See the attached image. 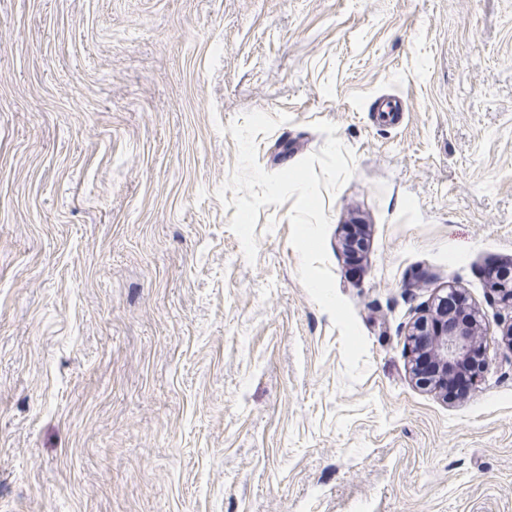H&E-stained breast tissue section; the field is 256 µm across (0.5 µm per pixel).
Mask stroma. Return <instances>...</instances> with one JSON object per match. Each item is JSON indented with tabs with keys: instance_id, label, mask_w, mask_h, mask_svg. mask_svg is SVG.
Returning a JSON list of instances; mask_svg holds the SVG:
<instances>
[{
	"instance_id": "35a3bbf8",
	"label": "stroma",
	"mask_w": 512,
	"mask_h": 512,
	"mask_svg": "<svg viewBox=\"0 0 512 512\" xmlns=\"http://www.w3.org/2000/svg\"><path fill=\"white\" fill-rule=\"evenodd\" d=\"M251 111L290 116L256 137L265 171L319 121L353 155L323 196L353 385L290 204L250 263L217 197ZM492 261L512 0H0V512H512V352L445 401L406 348L451 285L499 335Z\"/></svg>"
}]
</instances>
